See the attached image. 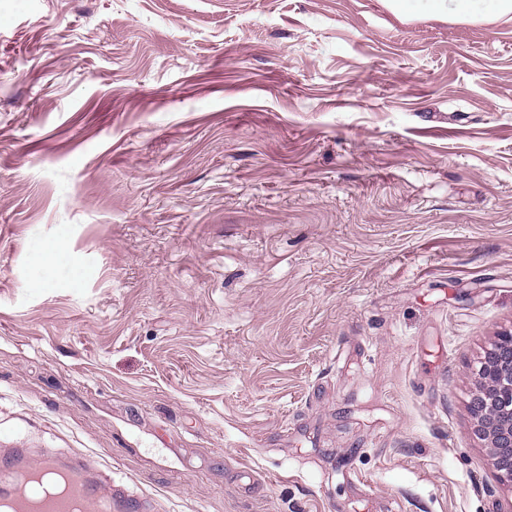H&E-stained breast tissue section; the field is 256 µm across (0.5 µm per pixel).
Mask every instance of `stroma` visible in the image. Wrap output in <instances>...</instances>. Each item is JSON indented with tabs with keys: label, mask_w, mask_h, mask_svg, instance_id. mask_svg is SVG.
I'll return each instance as SVG.
<instances>
[{
	"label": "stroma",
	"mask_w": 512,
	"mask_h": 512,
	"mask_svg": "<svg viewBox=\"0 0 512 512\" xmlns=\"http://www.w3.org/2000/svg\"><path fill=\"white\" fill-rule=\"evenodd\" d=\"M509 331L512 15L0 0V448L140 512H512ZM475 393L469 403L472 431L484 441L500 484L512 492V411L502 414L499 402L512 399V332L498 336L474 370Z\"/></svg>",
	"instance_id": "1"
}]
</instances>
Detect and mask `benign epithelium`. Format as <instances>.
I'll use <instances>...</instances> for the list:
<instances>
[{
    "mask_svg": "<svg viewBox=\"0 0 512 512\" xmlns=\"http://www.w3.org/2000/svg\"><path fill=\"white\" fill-rule=\"evenodd\" d=\"M475 393L469 403L472 431L484 441L500 484L512 489V412L499 402L512 399V332L497 338L474 370Z\"/></svg>",
    "mask_w": 512,
    "mask_h": 512,
    "instance_id": "1",
    "label": "benign epithelium"
}]
</instances>
